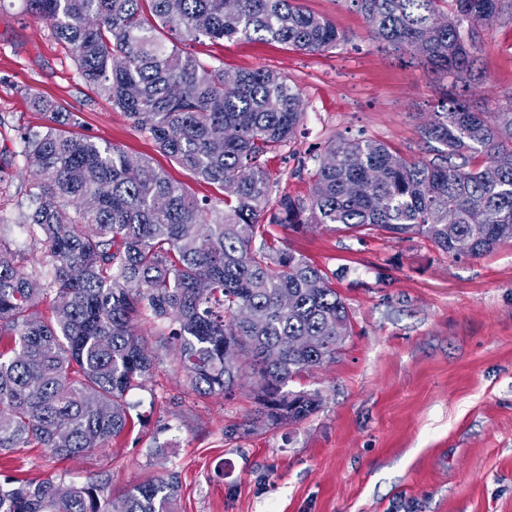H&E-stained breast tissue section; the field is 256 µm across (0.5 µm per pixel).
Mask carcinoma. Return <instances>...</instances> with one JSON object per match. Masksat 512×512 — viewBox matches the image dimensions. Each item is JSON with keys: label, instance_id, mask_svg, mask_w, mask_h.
I'll return each instance as SVG.
<instances>
[{"label": "carcinoma", "instance_id": "1", "mask_svg": "<svg viewBox=\"0 0 512 512\" xmlns=\"http://www.w3.org/2000/svg\"><path fill=\"white\" fill-rule=\"evenodd\" d=\"M237 2L228 10L226 0H25L84 82L159 152L217 186L223 208L148 158L64 130L70 113L30 97L46 125L19 131L20 156L38 179L16 223L41 246L47 269H27L0 245V455L35 445L70 458L125 432L127 393L155 369L134 326L143 311L175 323L166 348L195 394L230 397L251 373L254 420L277 427L314 415L319 392L288 384L336 358L351 332L348 308L324 270L269 242L268 223L417 234L452 255L467 238L472 257L512 240V109L491 117L456 92L443 94L420 130L435 159L340 137L309 201L273 198L263 157L294 135L299 91L270 70L237 71L227 84L223 66L180 45L205 36L317 53L344 36L293 0ZM345 2L386 48L418 54L456 88L482 78L464 25L496 17L504 0ZM359 181L370 187L353 196ZM49 294L44 318L38 307ZM298 337L315 343L297 345ZM271 347L279 360L267 359ZM59 488L51 478L7 477L0 512H172L179 481L171 473L120 495L103 481Z\"/></svg>", "mask_w": 512, "mask_h": 512}]
</instances>
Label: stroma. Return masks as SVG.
Here are the masks:
<instances>
[{
	"instance_id": "obj_1",
	"label": "stroma",
	"mask_w": 512,
	"mask_h": 512,
	"mask_svg": "<svg viewBox=\"0 0 512 512\" xmlns=\"http://www.w3.org/2000/svg\"><path fill=\"white\" fill-rule=\"evenodd\" d=\"M297 3L328 19L344 42L320 53L205 37L189 45L228 72L268 69L300 90L303 121L266 162L275 195L308 200L340 135L432 159L420 129L447 79L424 60L382 50L345 0ZM474 37L487 79L471 84L470 103L485 112L512 107V10L475 24ZM31 90L73 112L76 133L151 158L197 197H219L84 83L23 0H0V224L26 266L43 262L15 222L34 182L19 130L45 122L26 101ZM269 230L277 246L327 272L349 309L351 333L335 360L289 384L320 393L315 415L246 429L255 408L250 381L229 399L195 396L161 343L169 324L143 316L137 331L156 369L128 395L131 429L69 459L44 448L0 455V480L67 485L105 474L118 495L174 472L181 481L174 512H512V241L457 258L414 234L352 235L328 224Z\"/></svg>"
}]
</instances>
